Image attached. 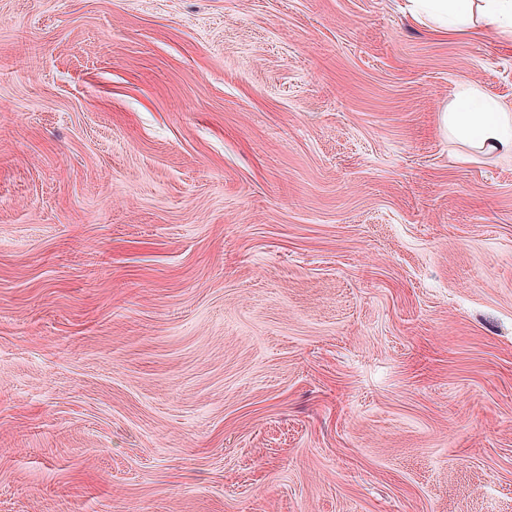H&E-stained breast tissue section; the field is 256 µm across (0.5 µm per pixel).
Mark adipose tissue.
Instances as JSON below:
<instances>
[{
    "label": "adipose tissue",
    "instance_id": "adipose-tissue-1",
    "mask_svg": "<svg viewBox=\"0 0 512 512\" xmlns=\"http://www.w3.org/2000/svg\"><path fill=\"white\" fill-rule=\"evenodd\" d=\"M415 19L439 31L465 26L473 13L512 34V0H414ZM449 137L479 150L512 153V113L475 86L462 87L443 114Z\"/></svg>",
    "mask_w": 512,
    "mask_h": 512
}]
</instances>
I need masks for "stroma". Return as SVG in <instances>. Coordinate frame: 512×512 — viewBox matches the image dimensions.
<instances>
[{
  "mask_svg": "<svg viewBox=\"0 0 512 512\" xmlns=\"http://www.w3.org/2000/svg\"><path fill=\"white\" fill-rule=\"evenodd\" d=\"M464 84L409 0H0V512H512Z\"/></svg>",
  "mask_w": 512,
  "mask_h": 512,
  "instance_id": "obj_1",
  "label": "stroma"
}]
</instances>
